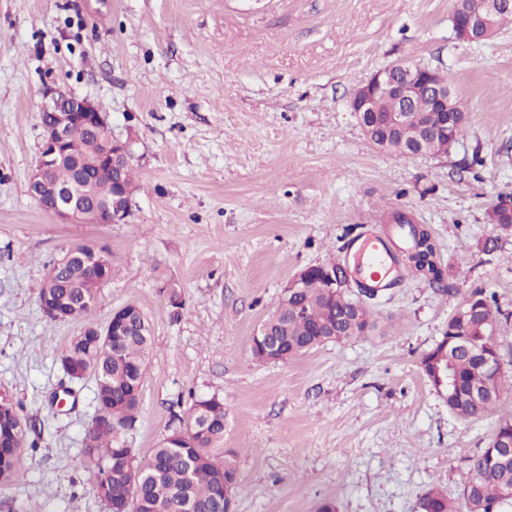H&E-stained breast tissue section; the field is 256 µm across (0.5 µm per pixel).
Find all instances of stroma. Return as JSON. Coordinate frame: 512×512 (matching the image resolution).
<instances>
[{"label": "stroma", "instance_id": "stroma-1", "mask_svg": "<svg viewBox=\"0 0 512 512\" xmlns=\"http://www.w3.org/2000/svg\"><path fill=\"white\" fill-rule=\"evenodd\" d=\"M455 0H0V394L36 452L0 484V512H108L78 466L96 382L59 357L80 328L44 316L38 293L63 252L89 244L115 273L93 320L133 303L153 349L127 439L140 459L181 428L192 396L224 401L236 512H419L431 486L459 500L463 460L494 413L457 419L421 367L473 290L512 312V233L485 221L512 194V22L456 40ZM397 62L449 74L469 114L448 155L371 147L352 89ZM89 98L132 139L137 190L122 224L63 223L28 192L41 107L53 89ZM479 155L481 163L464 169ZM414 213L438 245L443 288L405 263L369 302V335L287 362L251 338L288 279L349 243L385 237L384 211ZM493 253L480 250L484 242ZM175 284L182 306L164 292Z\"/></svg>", "mask_w": 512, "mask_h": 512}]
</instances>
